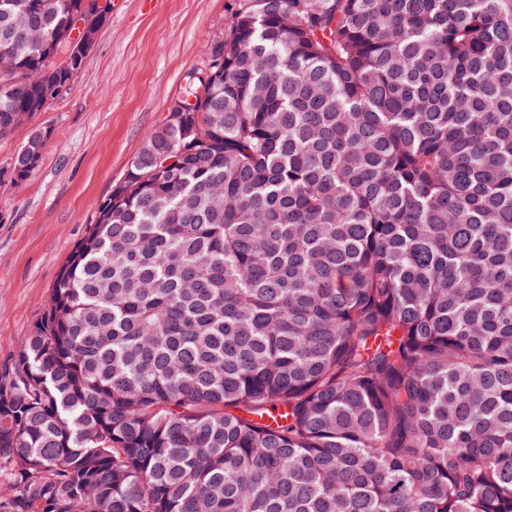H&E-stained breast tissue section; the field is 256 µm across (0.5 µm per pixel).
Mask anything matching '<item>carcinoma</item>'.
<instances>
[{
  "label": "carcinoma",
  "mask_w": 512,
  "mask_h": 512,
  "mask_svg": "<svg viewBox=\"0 0 512 512\" xmlns=\"http://www.w3.org/2000/svg\"><path fill=\"white\" fill-rule=\"evenodd\" d=\"M84 2L0 0V138ZM0 512H512V0H236L0 363Z\"/></svg>",
  "instance_id": "1"
}]
</instances>
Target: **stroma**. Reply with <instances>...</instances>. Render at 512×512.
Returning a JSON list of instances; mask_svg holds the SVG:
<instances>
[{"label":"stroma","mask_w":512,"mask_h":512,"mask_svg":"<svg viewBox=\"0 0 512 512\" xmlns=\"http://www.w3.org/2000/svg\"><path fill=\"white\" fill-rule=\"evenodd\" d=\"M234 0H112L72 91L0 139V172L36 128L39 167L0 181V362L27 336L100 202L147 133L163 125L184 78L231 19Z\"/></svg>","instance_id":"obj_1"}]
</instances>
